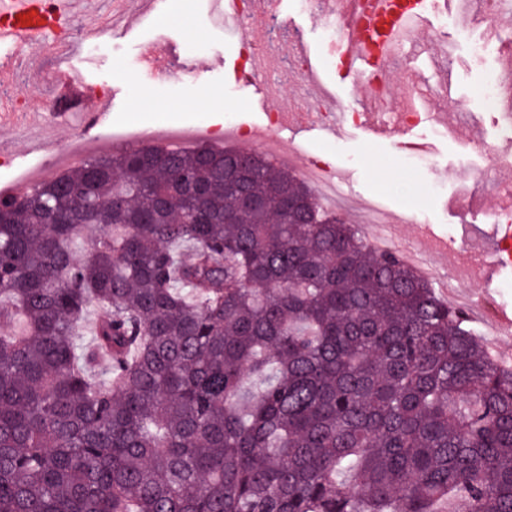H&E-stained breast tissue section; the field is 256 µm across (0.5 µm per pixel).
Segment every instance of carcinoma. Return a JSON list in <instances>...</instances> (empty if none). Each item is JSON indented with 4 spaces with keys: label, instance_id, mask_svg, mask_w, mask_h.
I'll return each instance as SVG.
<instances>
[{
    "label": "carcinoma",
    "instance_id": "obj_1",
    "mask_svg": "<svg viewBox=\"0 0 512 512\" xmlns=\"http://www.w3.org/2000/svg\"><path fill=\"white\" fill-rule=\"evenodd\" d=\"M237 155L129 148L0 198V512H512V369Z\"/></svg>",
    "mask_w": 512,
    "mask_h": 512
}]
</instances>
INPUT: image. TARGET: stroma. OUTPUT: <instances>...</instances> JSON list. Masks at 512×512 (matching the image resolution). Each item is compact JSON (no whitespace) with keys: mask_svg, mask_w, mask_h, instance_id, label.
Listing matches in <instances>:
<instances>
[{"mask_svg":"<svg viewBox=\"0 0 512 512\" xmlns=\"http://www.w3.org/2000/svg\"><path fill=\"white\" fill-rule=\"evenodd\" d=\"M283 18L289 30H302L313 65L319 66L323 83L339 98L335 135L314 131L298 142H282V151L299 144L310 154L329 160L341 174V186L352 207L379 204L384 223L361 224V236L388 237L394 245L417 250L423 260L462 273L455 296L434 293L441 302L463 310L481 342H494L495 356L512 366V335L496 336L495 308L512 311V296H494L482 312L474 307L484 291L481 276H469L496 238L489 212L512 210V198L504 199L492 189L477 190L471 204L458 200V191L476 170L488 168L492 157L512 156V133L508 120L482 107L479 98L487 74L512 58V25L477 18L461 28L454 6L442 7L421 41L406 48L401 65L392 66L389 81L398 100L413 99L426 91L432 111L447 134L434 133L428 122L398 132L396 141L369 139L363 123L346 121L345 115L359 109L364 86L345 89L335 65L327 61L329 42L322 21L301 0H284ZM488 43L484 56H475L472 46ZM163 44L171 70L154 73L145 62L148 48ZM242 46L216 26L203 0H158L131 30L117 27L103 37L95 57L75 52L70 68L83 75L92 91L103 90L112 99V126L131 123L187 126L205 119L222 126L226 117L240 118L248 125L263 127L267 111L301 106L309 98L308 87L284 82L281 96L269 107L256 106L241 69ZM223 95L226 108L210 111L203 101L206 92ZM147 102L133 106L140 93ZM426 144L430 164H422L398 141Z\"/></svg>","mask_w":512,"mask_h":512,"instance_id":"obj_1","label":"stroma"}]
</instances>
